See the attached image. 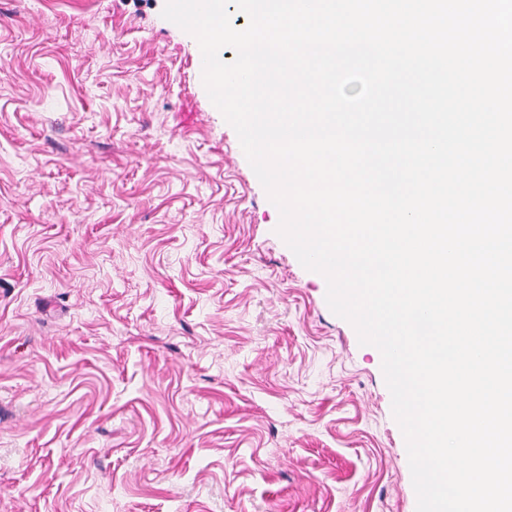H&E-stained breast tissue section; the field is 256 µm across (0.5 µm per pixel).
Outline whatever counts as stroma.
<instances>
[{
  "label": "stroma",
  "mask_w": 512,
  "mask_h": 512,
  "mask_svg": "<svg viewBox=\"0 0 512 512\" xmlns=\"http://www.w3.org/2000/svg\"><path fill=\"white\" fill-rule=\"evenodd\" d=\"M165 0H0V512H416Z\"/></svg>",
  "instance_id": "35a3bbf8"
}]
</instances>
